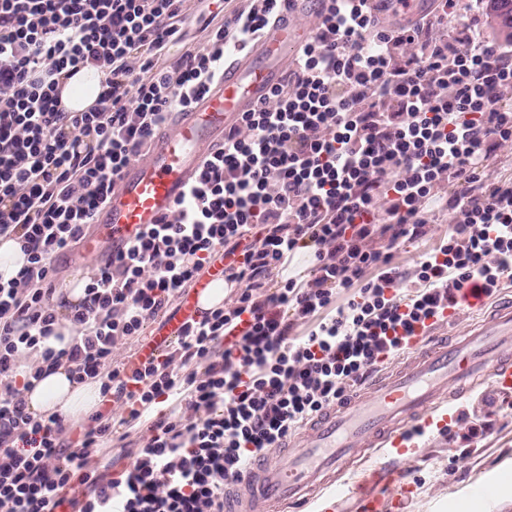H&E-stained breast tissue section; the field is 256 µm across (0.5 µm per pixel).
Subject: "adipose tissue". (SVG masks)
Here are the masks:
<instances>
[{"label": "adipose tissue", "mask_w": 512, "mask_h": 512, "mask_svg": "<svg viewBox=\"0 0 512 512\" xmlns=\"http://www.w3.org/2000/svg\"><path fill=\"white\" fill-rule=\"evenodd\" d=\"M99 385L94 381H71L66 368H58L36 382L27 394L33 415L61 413L77 417L88 413L98 400Z\"/></svg>", "instance_id": "1"}]
</instances>
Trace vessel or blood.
<instances>
[{"label": "vessel or blood", "mask_w": 512, "mask_h": 512, "mask_svg": "<svg viewBox=\"0 0 512 512\" xmlns=\"http://www.w3.org/2000/svg\"><path fill=\"white\" fill-rule=\"evenodd\" d=\"M307 35L303 27L277 23L253 50L226 58L223 80L178 113L172 130L117 180L83 250L106 258L170 215L209 148L221 143L240 113L261 105ZM226 282L223 264H216L182 298L179 313L154 341L155 354H164L185 322L203 320L202 298ZM464 305L490 315L453 342L423 333L412 338L403 364L366 380L347 406L315 418L288 451L273 453L268 467H248L228 497L231 512H288L319 496L323 512H336L345 494L356 499L358 512H399L412 493L400 462L418 451L407 440L409 426L446 427L461 399L486 384L512 394V303L490 310L483 297L470 294ZM378 454L384 466L373 465ZM380 484L396 486V496L379 495Z\"/></svg>", "instance_id": "1"}]
</instances>
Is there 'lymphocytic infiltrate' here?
<instances>
[{
    "instance_id": "1",
    "label": "lymphocytic infiltrate",
    "mask_w": 512,
    "mask_h": 512,
    "mask_svg": "<svg viewBox=\"0 0 512 512\" xmlns=\"http://www.w3.org/2000/svg\"><path fill=\"white\" fill-rule=\"evenodd\" d=\"M187 41V0H0V237L27 262L0 276V512H224L240 470L344 400L467 294L512 280V179L486 168L512 143V45L449 26L462 0L384 25L368 0H318L292 69L209 151L183 200L97 262L68 314L56 260L80 247L122 172L254 48L284 0H246ZM106 71L87 112L64 80ZM448 231L413 271L393 252ZM310 250L308 277L286 270ZM231 303L185 324L158 359L116 354L216 260ZM286 274L269 286L272 270ZM72 336L49 345L61 322ZM67 367L100 383L77 428L34 417L26 393ZM146 420L121 468L92 462L115 423Z\"/></svg>"
}]
</instances>
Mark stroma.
Segmentation results:
<instances>
[{"label":"stroma","instance_id":"35a3bbf8","mask_svg":"<svg viewBox=\"0 0 512 512\" xmlns=\"http://www.w3.org/2000/svg\"><path fill=\"white\" fill-rule=\"evenodd\" d=\"M460 409L473 417L491 414V431L471 442L460 438L455 425L414 433L420 451L407 457L402 468L417 493L403 512H454L470 498L473 486L498 471L512 470V405L495 392L478 391Z\"/></svg>","mask_w":512,"mask_h":512}]
</instances>
